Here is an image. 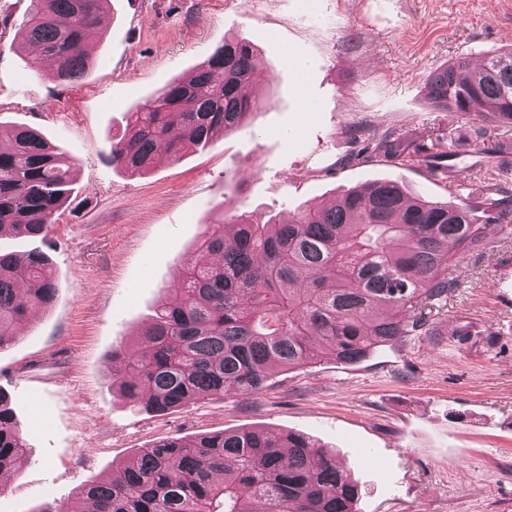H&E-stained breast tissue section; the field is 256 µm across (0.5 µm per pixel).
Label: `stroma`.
<instances>
[{
    "instance_id": "stroma-1",
    "label": "stroma",
    "mask_w": 512,
    "mask_h": 512,
    "mask_svg": "<svg viewBox=\"0 0 512 512\" xmlns=\"http://www.w3.org/2000/svg\"><path fill=\"white\" fill-rule=\"evenodd\" d=\"M26 7L0 0V126L39 130L79 171L45 238L0 235L1 253L47 254L57 287L0 350V392L30 448L0 512L72 505L136 449L241 428L330 448L361 484L359 512H512V223L464 256L421 332L360 364L326 355L262 395L164 415L112 387L120 350L139 342L211 221L242 208L285 219L377 179L439 201L493 183L512 195V154L484 153L512 129L425 99L448 60L512 47V0H111L72 84L43 74L17 40ZM226 37L254 44L265 72L269 101L250 124L146 174L112 165L126 111ZM295 58L311 68L297 74ZM387 130L421 154L368 151ZM431 158L447 172L431 173Z\"/></svg>"
}]
</instances>
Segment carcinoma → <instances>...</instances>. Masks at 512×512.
Masks as SVG:
<instances>
[{
  "label": "carcinoma",
  "mask_w": 512,
  "mask_h": 512,
  "mask_svg": "<svg viewBox=\"0 0 512 512\" xmlns=\"http://www.w3.org/2000/svg\"><path fill=\"white\" fill-rule=\"evenodd\" d=\"M110 0H28L19 35L56 61L58 78L81 80ZM426 99L512 127V48L479 64L456 57L434 71ZM267 99L256 48L224 38L207 62L128 111L112 163L146 172L247 124ZM0 234L37 238L67 197L78 166L36 130L0 129ZM383 156L410 154L394 133ZM512 222V195L491 190L439 202L408 195L395 180L311 202L287 220L236 212L210 225L179 288L161 300L112 384L127 403L163 415L207 396L255 397L272 377L323 354L353 365L428 323L455 286L450 271ZM49 259L0 253V348L56 295ZM27 443L0 395V490ZM78 505L36 512H358V483L332 452L301 434L244 428L169 438L112 465L79 488Z\"/></svg>",
  "instance_id": "carcinoma-1"
}]
</instances>
